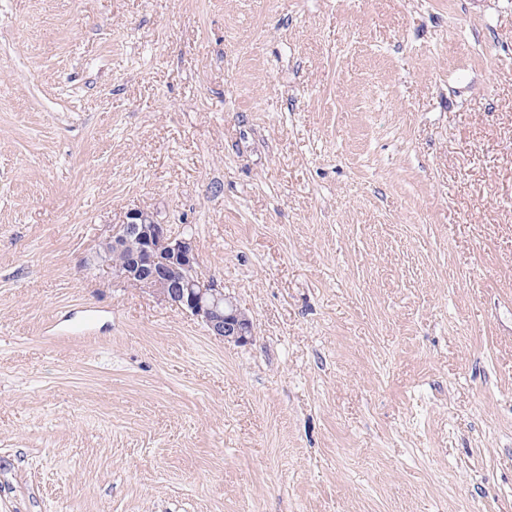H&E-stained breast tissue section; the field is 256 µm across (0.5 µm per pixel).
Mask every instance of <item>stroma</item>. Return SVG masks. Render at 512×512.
<instances>
[{
	"label": "stroma",
	"instance_id": "35a3bbf8",
	"mask_svg": "<svg viewBox=\"0 0 512 512\" xmlns=\"http://www.w3.org/2000/svg\"><path fill=\"white\" fill-rule=\"evenodd\" d=\"M0 512H512V0H0ZM138 247L128 253L129 239ZM103 260L115 279L134 286L157 301L185 311L225 342L247 344L253 340V323L213 277L198 276L199 255L194 238L184 229L159 223L150 213L135 211L123 224H114L100 241ZM112 262L126 261L119 266Z\"/></svg>",
	"mask_w": 512,
	"mask_h": 512
}]
</instances>
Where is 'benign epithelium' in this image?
<instances>
[{
    "instance_id": "1",
    "label": "benign epithelium",
    "mask_w": 512,
    "mask_h": 512,
    "mask_svg": "<svg viewBox=\"0 0 512 512\" xmlns=\"http://www.w3.org/2000/svg\"><path fill=\"white\" fill-rule=\"evenodd\" d=\"M101 244L115 279L188 313L216 339L236 344L253 340L252 321L224 286L197 275L199 255L187 231L177 232L152 214L135 211L126 222L112 225ZM111 253L127 254L126 261L112 265Z\"/></svg>"
}]
</instances>
